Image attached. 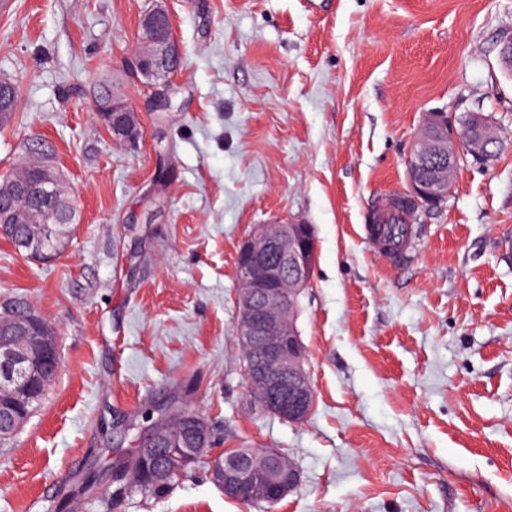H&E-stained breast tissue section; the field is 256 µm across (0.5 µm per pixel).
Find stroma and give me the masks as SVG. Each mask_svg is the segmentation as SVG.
<instances>
[{
  "instance_id": "35a3bbf8",
  "label": "stroma",
  "mask_w": 512,
  "mask_h": 512,
  "mask_svg": "<svg viewBox=\"0 0 512 512\" xmlns=\"http://www.w3.org/2000/svg\"><path fill=\"white\" fill-rule=\"evenodd\" d=\"M163 2L181 43L169 111L124 85L145 139L94 113L139 19ZM512 0H10L0 78L18 86L0 177L26 155L66 178L81 221L44 260L0 238V314L52 325L60 367L0 442V512H249L210 459L166 492L115 496L105 472L160 401L209 422L212 456L275 448L298 486L274 512H512ZM492 118L503 147L420 209L408 264L361 238L408 189L427 115ZM313 225L297 327L315 393L291 423L257 407L236 341V255L258 224Z\"/></svg>"
}]
</instances>
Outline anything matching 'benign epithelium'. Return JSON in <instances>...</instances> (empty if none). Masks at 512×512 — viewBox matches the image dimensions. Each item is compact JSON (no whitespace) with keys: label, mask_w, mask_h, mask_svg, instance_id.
Here are the masks:
<instances>
[{"label":"benign epithelium","mask_w":512,"mask_h":512,"mask_svg":"<svg viewBox=\"0 0 512 512\" xmlns=\"http://www.w3.org/2000/svg\"><path fill=\"white\" fill-rule=\"evenodd\" d=\"M144 33L133 48L126 69L143 78L152 88L168 86L179 71L182 48L173 30L170 13L161 5L140 19ZM498 62L512 77V38L500 43ZM95 111L112 134V139L135 146L142 133L133 132L123 116L132 111L128 103L112 104L95 98ZM491 117L482 111H469L465 124L474 131L456 139L448 130V113L427 114L414 148L407 159L408 195L423 207L448 199L452 171L461 158L485 164L493 156L495 140L489 136ZM0 190V233L12 229L17 250L33 258L47 259L39 239L19 232L25 224L24 201L36 194L43 219L52 217V206L59 194L60 174L51 165L31 179L20 173L3 178ZM317 261L314 230L309 224H258L241 243L236 256L239 284V320L236 338L245 361L248 379L263 382L267 398H256L263 409L280 419L297 422L306 418L314 404V390L308 371L307 349L296 327L298 299L308 288ZM41 324L30 314L0 320V423L18 429L24 422L30 401L42 385L41 366L52 352L35 342ZM191 421L201 434V444L191 449L207 455L210 427L198 412ZM262 479L251 492L244 489L246 477L234 458L215 473L216 483L224 484V495L248 502L256 495L284 498L299 482L295 467L283 471L280 456L271 452L259 464Z\"/></svg>","instance_id":"7a95c632"}]
</instances>
